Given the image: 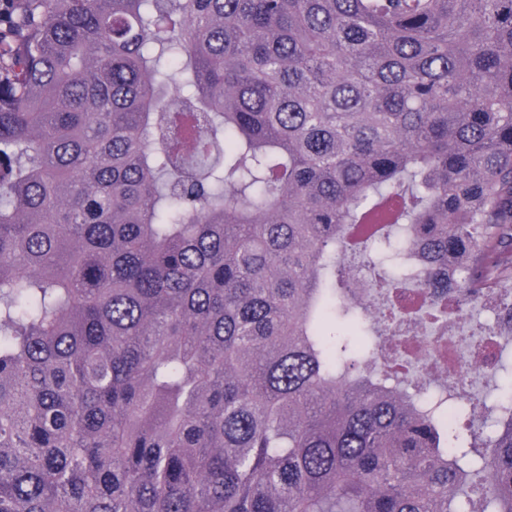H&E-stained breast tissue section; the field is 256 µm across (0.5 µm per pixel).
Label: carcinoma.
I'll return each instance as SVG.
<instances>
[{"instance_id": "1", "label": "carcinoma", "mask_w": 512, "mask_h": 512, "mask_svg": "<svg viewBox=\"0 0 512 512\" xmlns=\"http://www.w3.org/2000/svg\"><path fill=\"white\" fill-rule=\"evenodd\" d=\"M349 256L512 296V0H0V512H512Z\"/></svg>"}]
</instances>
